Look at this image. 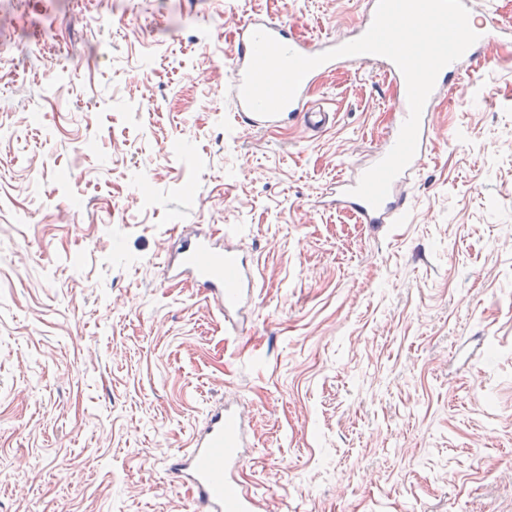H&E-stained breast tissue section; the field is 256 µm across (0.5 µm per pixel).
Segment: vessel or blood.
Instances as JSON below:
<instances>
[{
	"mask_svg": "<svg viewBox=\"0 0 512 512\" xmlns=\"http://www.w3.org/2000/svg\"><path fill=\"white\" fill-rule=\"evenodd\" d=\"M463 3L469 7L471 18L477 21L475 30L479 35V44L488 45L498 41L500 28L492 10L474 6L473 0H463ZM259 29L309 57L340 45L339 40L330 39L322 46L310 47L293 36L286 21L249 16L238 30L237 45L233 51V89H240L242 85L252 58L251 36ZM352 61L358 65L384 66L398 88L406 86L397 65L386 57L361 54L353 56ZM342 63V58L337 57L311 70L302 80L295 98L278 115H257L240 99L235 102L236 110L252 128L272 127L298 116L303 117L313 128H323L329 121V115L309 109L308 93L317 78L335 70ZM358 182L359 179L355 176L337 182V203L354 210L362 223L377 225L392 222L400 210V197L396 193H389L379 207H371L363 199L352 195L351 190ZM167 276L171 279H192L224 314L231 313L238 307L245 289L251 287L253 282L249 268L240 260L235 248L217 246L205 235L183 239L175 262L167 266ZM245 446L239 414L231 407L219 405L211 409L207 426L195 438L190 454L173 459L169 466L171 478L174 483L191 490L198 512H254V496L233 477L234 472L242 469L248 461Z\"/></svg>",
	"mask_w": 512,
	"mask_h": 512,
	"instance_id": "1",
	"label": "vessel or blood"
}]
</instances>
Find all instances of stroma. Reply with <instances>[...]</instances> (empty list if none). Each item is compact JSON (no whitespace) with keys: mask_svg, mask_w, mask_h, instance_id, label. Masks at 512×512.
<instances>
[{"mask_svg":"<svg viewBox=\"0 0 512 512\" xmlns=\"http://www.w3.org/2000/svg\"><path fill=\"white\" fill-rule=\"evenodd\" d=\"M364 0H0V512H195L171 483L243 411L258 512H512V42L431 115L401 222L335 186L386 145L378 66L256 130L243 19L350 35ZM193 230L253 273L224 324L165 265Z\"/></svg>","mask_w":512,"mask_h":512,"instance_id":"obj_1","label":"stroma"}]
</instances>
